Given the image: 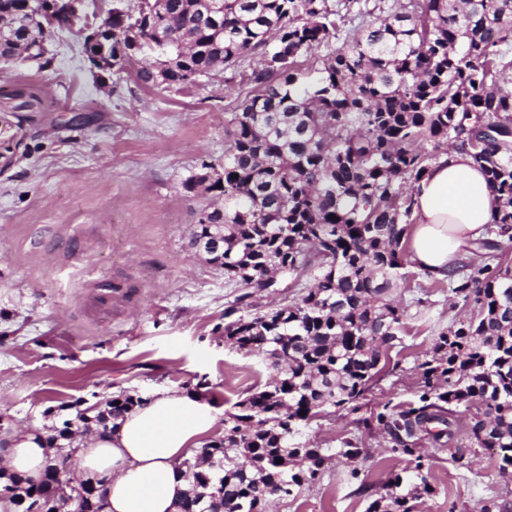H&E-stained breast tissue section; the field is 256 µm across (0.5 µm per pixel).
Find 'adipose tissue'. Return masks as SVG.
<instances>
[{
    "instance_id": "ef3b65f1",
    "label": "adipose tissue",
    "mask_w": 512,
    "mask_h": 512,
    "mask_svg": "<svg viewBox=\"0 0 512 512\" xmlns=\"http://www.w3.org/2000/svg\"><path fill=\"white\" fill-rule=\"evenodd\" d=\"M413 199L408 261L436 279L473 257L500 206L483 171L460 149L433 161ZM219 416L203 395L158 390L114 429L77 439L74 476L105 480L102 512H179L187 488L179 465L202 438L214 435ZM45 459L44 442L20 431L10 438L0 466L36 482Z\"/></svg>"
}]
</instances>
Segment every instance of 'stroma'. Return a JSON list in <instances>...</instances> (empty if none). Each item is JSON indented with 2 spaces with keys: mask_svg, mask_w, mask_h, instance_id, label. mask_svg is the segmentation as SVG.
Segmentation results:
<instances>
[{
  "mask_svg": "<svg viewBox=\"0 0 512 512\" xmlns=\"http://www.w3.org/2000/svg\"><path fill=\"white\" fill-rule=\"evenodd\" d=\"M48 50L49 68H0V455L14 431L81 434L77 412L121 394L193 392L204 380L231 409L268 369L225 346V309L253 313L312 285L283 277L277 293L242 300L189 245L210 200L183 183L203 165L221 167L224 128L250 85L217 73L184 90L146 86L134 64L107 84L75 29L56 33ZM414 297L423 311L405 321L400 365L374 383L365 408L411 400L434 325L471 314L412 269L403 298ZM355 419L343 410L303 428V441L334 455L319 480L270 512H366L404 464L388 436L362 434ZM356 438L367 458L338 456ZM425 452L434 492L417 512H480L491 500L512 508V476L495 451Z\"/></svg>",
  "mask_w": 512,
  "mask_h": 512,
  "instance_id": "1",
  "label": "stroma"
}]
</instances>
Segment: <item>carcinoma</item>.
Instances as JSON below:
<instances>
[{"label": "carcinoma", "instance_id": "1", "mask_svg": "<svg viewBox=\"0 0 512 512\" xmlns=\"http://www.w3.org/2000/svg\"><path fill=\"white\" fill-rule=\"evenodd\" d=\"M134 27L143 84L183 89L223 70L252 86L224 130L222 173L203 186L218 203L191 248L222 241L234 288L268 292L263 277L278 270L315 280L265 312L224 310V343L271 374L225 412L224 436L182 461L180 512H269L315 482L327 455L296 442L301 428L330 409L357 410L391 373L408 312L394 293L406 280L413 189L436 159L427 142L467 150L501 207L481 263L433 280L472 315L439 330L417 365L414 401L389 400L358 420L409 464L367 512H414L434 492L424 440L458 459L464 448L495 449L500 470L512 469V0H158L112 15V55ZM41 37L27 0H0V59ZM334 40L342 45L309 78L301 60ZM141 403L119 395L97 422ZM461 407L472 412L465 437ZM75 453L55 448L37 487L5 475L10 500L52 497Z\"/></svg>", "mask_w": 512, "mask_h": 512}]
</instances>
